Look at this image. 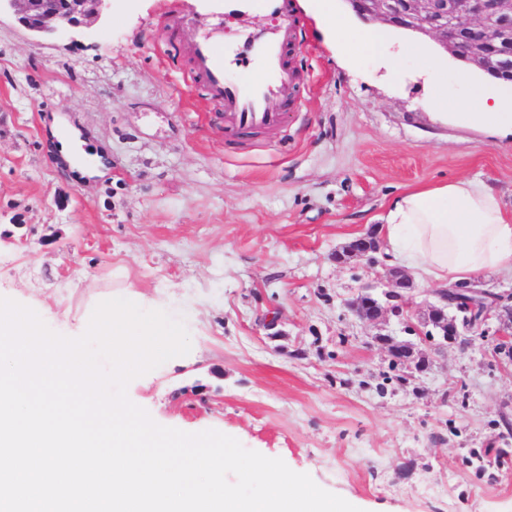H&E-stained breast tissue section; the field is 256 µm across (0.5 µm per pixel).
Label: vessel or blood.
<instances>
[{
    "mask_svg": "<svg viewBox=\"0 0 512 512\" xmlns=\"http://www.w3.org/2000/svg\"><path fill=\"white\" fill-rule=\"evenodd\" d=\"M280 22L272 36L262 41L253 56L240 58V65H257V76L239 80L225 71L224 46L207 36L190 44L194 81L203 82L212 100L224 110V134L234 140L242 133L279 131L289 112L297 107L299 73L288 61V49L297 39L293 21L280 0H266Z\"/></svg>",
    "mask_w": 512,
    "mask_h": 512,
    "instance_id": "obj_1",
    "label": "vessel or blood"
}]
</instances>
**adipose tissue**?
Here are the masks:
<instances>
[{
    "instance_id": "adipose-tissue-1",
    "label": "adipose tissue",
    "mask_w": 512,
    "mask_h": 512,
    "mask_svg": "<svg viewBox=\"0 0 512 512\" xmlns=\"http://www.w3.org/2000/svg\"><path fill=\"white\" fill-rule=\"evenodd\" d=\"M385 253L440 288L487 271L512 273V224L485 182L460 178L413 189L382 214Z\"/></svg>"
}]
</instances>
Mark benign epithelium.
I'll return each instance as SVG.
<instances>
[{"instance_id":"7a95c632","label":"benign epithelium","mask_w":512,"mask_h":512,"mask_svg":"<svg viewBox=\"0 0 512 512\" xmlns=\"http://www.w3.org/2000/svg\"><path fill=\"white\" fill-rule=\"evenodd\" d=\"M109 0H0V15L11 14L33 38L60 40L87 32L102 18ZM363 20L435 39L453 59L487 75H512V0H345ZM380 242L374 231L352 239L336 251V262L378 264ZM383 297L367 284L351 311L362 321L377 323L387 314L401 316L414 307L408 292L410 275L399 267L386 270ZM438 302L426 305L424 324L432 326L422 341L440 346L455 344L466 333L488 332L496 317L495 347L512 360V292L490 293L481 283L454 284L436 292Z\"/></svg>"}]
</instances>
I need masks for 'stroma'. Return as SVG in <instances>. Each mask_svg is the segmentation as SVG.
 <instances>
[{
    "label": "stroma",
    "instance_id": "1",
    "mask_svg": "<svg viewBox=\"0 0 512 512\" xmlns=\"http://www.w3.org/2000/svg\"><path fill=\"white\" fill-rule=\"evenodd\" d=\"M319 6L288 0L300 108L245 143L186 88L181 46L219 25L227 54L241 51L277 24L263 0H112L75 44L0 18V297L68 337L99 297L153 298L191 351L133 379L130 400L160 425L282 459L361 512H512V465L496 464L512 454V363L477 337L424 348L426 371L393 365L375 334L416 344L425 325L359 320L347 304L385 268L333 258L405 190L461 177L492 186L512 220V136L427 105L440 87L464 104L503 84L431 38L348 15L381 29L366 51ZM179 12L197 24L174 39L165 18ZM72 129L102 176L60 156L55 135Z\"/></svg>",
    "mask_w": 512,
    "mask_h": 512
}]
</instances>
